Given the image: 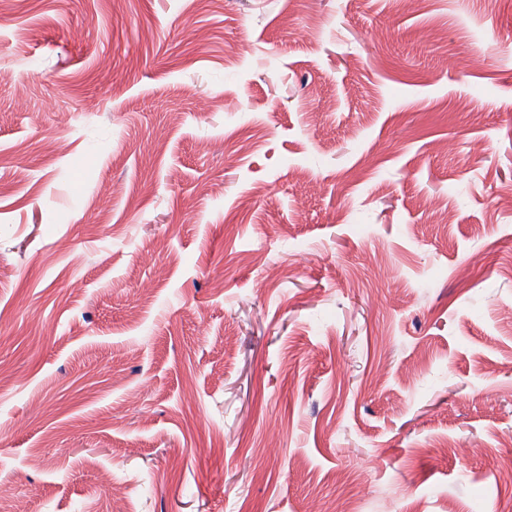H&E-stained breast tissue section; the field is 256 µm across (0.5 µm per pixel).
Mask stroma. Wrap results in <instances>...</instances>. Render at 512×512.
Returning <instances> with one entry per match:
<instances>
[{
    "mask_svg": "<svg viewBox=\"0 0 512 512\" xmlns=\"http://www.w3.org/2000/svg\"><path fill=\"white\" fill-rule=\"evenodd\" d=\"M507 201L512 0H0V498L512 512Z\"/></svg>",
    "mask_w": 512,
    "mask_h": 512,
    "instance_id": "stroma-1",
    "label": "stroma"
}]
</instances>
